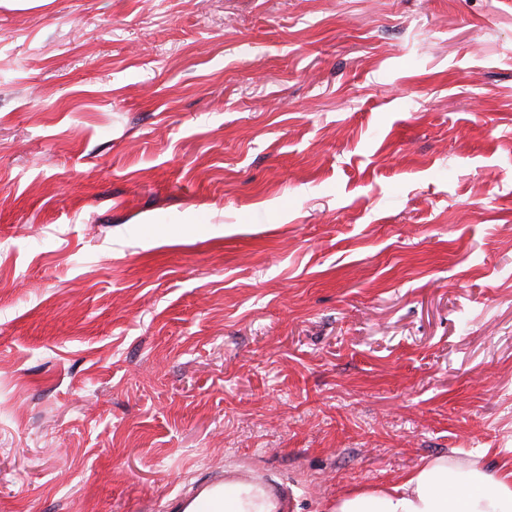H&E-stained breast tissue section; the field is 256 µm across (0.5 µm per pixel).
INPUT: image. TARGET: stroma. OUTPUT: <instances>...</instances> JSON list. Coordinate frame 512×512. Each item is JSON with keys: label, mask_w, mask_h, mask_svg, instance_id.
<instances>
[{"label": "stroma", "mask_w": 512, "mask_h": 512, "mask_svg": "<svg viewBox=\"0 0 512 512\" xmlns=\"http://www.w3.org/2000/svg\"><path fill=\"white\" fill-rule=\"evenodd\" d=\"M512 467V0H0V512H297ZM247 487L230 495L231 490ZM259 489L275 505V512H288V494L269 481L235 471L221 472L202 482L189 496L180 499L173 512H225L224 498L230 496V512H270L263 499L254 495Z\"/></svg>", "instance_id": "35a3bbf8"}]
</instances>
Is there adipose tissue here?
Masks as SVG:
<instances>
[{"mask_svg": "<svg viewBox=\"0 0 512 512\" xmlns=\"http://www.w3.org/2000/svg\"><path fill=\"white\" fill-rule=\"evenodd\" d=\"M453 468L441 456L394 484L339 500L331 512H512V468L487 473L473 469L469 479L449 482Z\"/></svg>", "mask_w": 512, "mask_h": 512, "instance_id": "obj_1", "label": "adipose tissue"}]
</instances>
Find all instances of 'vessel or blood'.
Returning a JSON list of instances; mask_svg holds the SVG:
<instances>
[{
	"mask_svg": "<svg viewBox=\"0 0 512 512\" xmlns=\"http://www.w3.org/2000/svg\"><path fill=\"white\" fill-rule=\"evenodd\" d=\"M242 487H252L262 491L274 504L275 512H288L289 501L285 492L262 478L234 471L209 477L189 496L180 499L173 512H224L225 498L231 491Z\"/></svg>",
	"mask_w": 512,
	"mask_h": 512,
	"instance_id": "1",
	"label": "vessel or blood"
}]
</instances>
